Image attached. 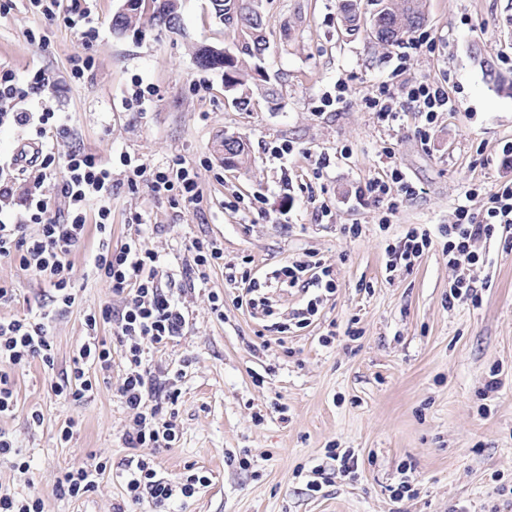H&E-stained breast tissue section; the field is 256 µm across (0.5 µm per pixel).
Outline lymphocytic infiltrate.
Instances as JSON below:
<instances>
[{
	"label": "lymphocytic infiltrate",
	"mask_w": 512,
	"mask_h": 512,
	"mask_svg": "<svg viewBox=\"0 0 512 512\" xmlns=\"http://www.w3.org/2000/svg\"><path fill=\"white\" fill-rule=\"evenodd\" d=\"M44 19L63 25L86 43L99 36L94 0H30ZM54 79L39 69L19 78L9 66L0 64V127L16 130L21 142L33 153L27 163L18 156L0 159V262L17 263L22 271L52 290L50 305L22 316L0 317V416L13 414L17 407L15 376L33 360L53 367V344L48 327L74 306L77 293L69 278V257L84 239L88 226H95L98 246L94 256L97 276L122 299L120 309L103 305L84 317L85 338L72 357L68 372L50 384L53 394L67 401H80L108 383L113 366H120L117 396L131 415L124 435L127 447L138 450L117 472L129 499L137 504L162 507L177 499L193 497L197 487L206 485V476L196 474L183 480L159 475L148 455L153 448H169L180 436L176 405L181 390L177 385L183 369L163 379L151 365L154 350L166 347L183 336L189 324V311L165 284L167 277L159 255L142 240L146 219L133 213L123 243H112V165L96 154L74 145L62 151L61 144L73 138L68 113L49 107L46 97ZM368 104L380 120L400 118L413 108L421 119L417 133L429 141L438 116L456 109L446 83L423 79L403 85L402 96L387 90L369 97ZM128 188H136L148 178L157 197L172 206L201 209L204 201L195 167L180 158L166 166L147 170L138 158L123 155ZM384 174L369 179L355 190L356 204L366 199L381 203L386 215H393L401 200H410L421 188L397 165L388 163ZM482 196L480 210L468 204ZM464 202L454 209L451 224L445 225L443 252L455 272L449 301L471 298L470 271L482 263L474 245L512 231V180L499 181L494 189L479 193L469 188ZM277 286L308 293L301 314L302 325H310L324 295L334 293L336 283L330 267L317 260H296L273 273ZM111 324L120 343L112 351L100 340L102 326ZM108 469L107 460L66 470L57 480L55 495L79 499L94 492Z\"/></svg>",
	"instance_id": "obj_1"
}]
</instances>
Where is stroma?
<instances>
[{"mask_svg": "<svg viewBox=\"0 0 512 512\" xmlns=\"http://www.w3.org/2000/svg\"><path fill=\"white\" fill-rule=\"evenodd\" d=\"M122 4L96 0L100 34L88 45L18 0L0 19V62L21 75L38 68L54 75L51 105L70 113L77 142L113 166V244L124 241L129 213H142L146 245L185 291L184 336L152 353L159 369L190 362L175 407L181 436L153 456L163 476L199 473L208 484L166 512H452L457 505L512 512V497L498 493L512 485V250L500 239L480 243L487 264L473 274L479 300L452 303L441 234L470 184L490 189L512 177V165L502 162V148L512 142V0H427L425 29L438 44L432 54L382 48L362 31L339 33L340 0H263L268 49L261 78L241 91L250 100L245 108L236 103L241 93L225 91L223 72L200 68L193 56L195 45L232 42L210 0H180L178 30L120 37L112 17ZM402 51L406 72L398 78ZM88 55L92 76L70 79L71 61ZM405 79L447 81L455 98V111L439 116L429 142L417 134V114L387 124L367 105L379 88L400 94ZM136 80L154 90L140 107L126 101ZM335 93L343 104L323 106ZM227 135L246 140L248 168L225 169L214 146ZM282 144L290 152L274 155ZM321 153L334 160L317 178ZM124 154L150 168L176 157L197 166L202 210L172 207L144 179L129 191ZM387 156L422 192L403 202L383 231L380 206L369 200L356 207L350 198L381 173ZM237 197L248 208L228 209ZM323 204L331 214L322 219ZM411 224L425 225L432 245L413 267L388 271L385 249ZM205 236L223 243L225 261L249 259L260 281L313 253L331 267L336 292L304 328L291 324L307 303L293 288H268L273 316L253 312L238 304L241 287L222 268L195 281L184 245ZM95 246L88 233L70 257L79 300L50 325L54 367L36 361L19 373L17 409L0 418L30 465L23 482L0 461V490H35L50 512H151L109 475L88 497L55 495L63 470L95 455L117 467L132 454L122 442L130 415L111 388L79 402L50 391L54 373L68 367L84 338L85 314L114 299L94 273ZM0 282L17 293L0 305V316L49 299L47 286L17 264L0 263ZM213 292L224 297L220 320L210 311ZM281 323L289 332H278ZM493 372L500 386L484 393ZM33 409L44 416L41 426L27 420ZM67 419L73 436L63 443L57 432ZM332 445L354 450L355 472H334ZM244 455L246 469L239 465ZM319 464L331 475L312 492L297 470ZM405 473L415 494L392 502L390 489Z\"/></svg>", "mask_w": 512, "mask_h": 512, "instance_id": "stroma-1", "label": "stroma"}]
</instances>
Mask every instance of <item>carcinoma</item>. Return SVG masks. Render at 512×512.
Returning a JSON list of instances; mask_svg holds the SVG:
<instances>
[{
	"label": "carcinoma",
	"instance_id": "obj_1",
	"mask_svg": "<svg viewBox=\"0 0 512 512\" xmlns=\"http://www.w3.org/2000/svg\"><path fill=\"white\" fill-rule=\"evenodd\" d=\"M151 12L142 11L135 23L116 16L112 19V28L119 32L139 31L145 27L164 26L160 16L156 15L159 6H167L161 0H152ZM376 9L372 22L366 28L368 37L378 45H393L401 41L408 33L423 26L428 21L425 0H374ZM256 0H211L215 15L224 21V25L233 34L232 47L223 52L209 45H201L195 50L198 65L204 69L224 72V88L228 92L245 86L249 80L260 74L257 61L267 50V17L264 12L255 9ZM357 0H343L341 6V25L347 32L360 30V18L355 12ZM224 146V166L243 168L248 164L247 147L231 145L222 141Z\"/></svg>",
	"mask_w": 512,
	"mask_h": 512
}]
</instances>
